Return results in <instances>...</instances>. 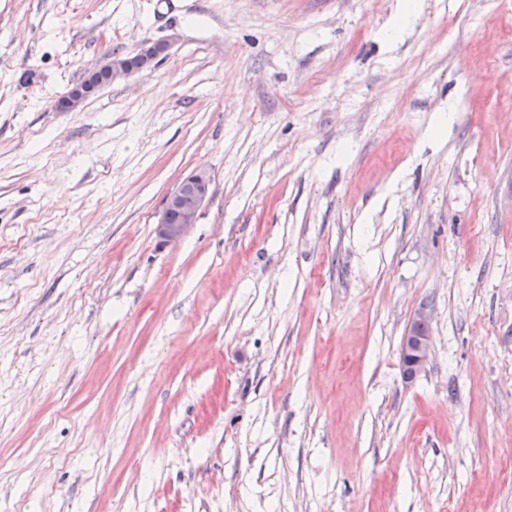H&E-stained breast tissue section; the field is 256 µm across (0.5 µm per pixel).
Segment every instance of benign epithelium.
<instances>
[{
  "mask_svg": "<svg viewBox=\"0 0 512 512\" xmlns=\"http://www.w3.org/2000/svg\"><path fill=\"white\" fill-rule=\"evenodd\" d=\"M169 50L168 41H147L130 54L112 55L71 85L54 101L53 107L60 112H73L102 88L153 69ZM211 183L210 171L200 167L168 195L156 224V234L161 243L179 241L186 235L208 200ZM431 321L432 311L426 307L419 308L402 337L400 361L402 375L407 382L414 381L428 363L433 346L429 331Z\"/></svg>",
  "mask_w": 512,
  "mask_h": 512,
  "instance_id": "1",
  "label": "benign epithelium"
}]
</instances>
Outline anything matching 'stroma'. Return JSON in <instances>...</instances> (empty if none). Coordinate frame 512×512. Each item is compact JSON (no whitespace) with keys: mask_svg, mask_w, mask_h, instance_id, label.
<instances>
[{"mask_svg":"<svg viewBox=\"0 0 512 512\" xmlns=\"http://www.w3.org/2000/svg\"><path fill=\"white\" fill-rule=\"evenodd\" d=\"M155 2L0 0V512H512V0ZM170 46L169 41H147L130 54L108 57L71 85L54 101L53 107L60 112L76 111L102 88L153 69L169 53ZM211 183L210 171L200 167L184 178L168 195L156 224V234L161 243L179 241L186 235L208 200ZM432 321V311L426 307L419 308L402 337L400 361L402 375L406 382L414 381L425 368L431 354L433 342L427 330Z\"/></svg>","mask_w":512,"mask_h":512,"instance_id":"obj_1","label":"stroma"}]
</instances>
